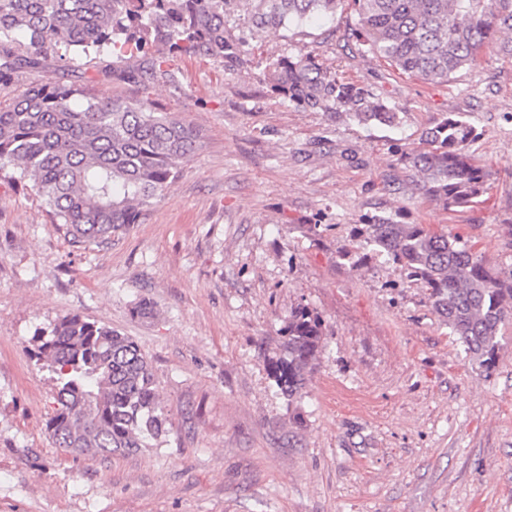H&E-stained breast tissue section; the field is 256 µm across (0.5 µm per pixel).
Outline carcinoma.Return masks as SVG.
<instances>
[{"instance_id": "1", "label": "carcinoma", "mask_w": 512, "mask_h": 512, "mask_svg": "<svg viewBox=\"0 0 512 512\" xmlns=\"http://www.w3.org/2000/svg\"><path fill=\"white\" fill-rule=\"evenodd\" d=\"M340 0H0V92L21 69L51 51L59 60L112 58V72L136 80L171 66L166 48L241 63L246 42L227 32L238 4L248 26L276 33L320 15ZM365 52L397 70L445 83L500 40L512 56V0H353ZM270 91L304 109L343 110L361 124L393 126L395 109L307 57L280 56L266 67ZM475 128L445 116L425 133L428 148L402 156L416 189L445 210L468 207L489 189V171L468 153ZM194 127L148 100L103 98L86 85L36 83L0 105V176L35 191L72 243L102 247L138 224L194 153ZM359 264L373 247L427 291L433 310L487 369L512 323V273L485 266L468 244L429 224L372 216L355 231ZM322 320L300 305L265 357L269 377L292 401L322 348ZM35 356L53 374L56 407L47 430L58 448L88 456L125 455L167 432L152 367L136 342L77 315L34 334Z\"/></svg>"}]
</instances>
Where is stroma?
Returning a JSON list of instances; mask_svg holds the SVG:
<instances>
[{"label": "stroma", "mask_w": 512, "mask_h": 512, "mask_svg": "<svg viewBox=\"0 0 512 512\" xmlns=\"http://www.w3.org/2000/svg\"><path fill=\"white\" fill-rule=\"evenodd\" d=\"M357 15L249 36L244 65L175 57L139 84L111 58L17 74L80 80L148 99L197 128L201 146L146 219L104 247L72 245L34 191L0 180V512H512V325L493 369L467 353L399 266L338 260L365 217L430 224L512 271V58L482 51L429 83L366 55ZM309 57L395 108L365 126L272 95L265 60ZM478 137L482 202L443 211L402 154L446 115ZM147 302L149 315L135 308ZM323 320L299 398L264 357L291 312ZM77 314L132 337L152 365L168 431L108 460L56 448L55 384L33 335Z\"/></svg>", "instance_id": "1"}]
</instances>
